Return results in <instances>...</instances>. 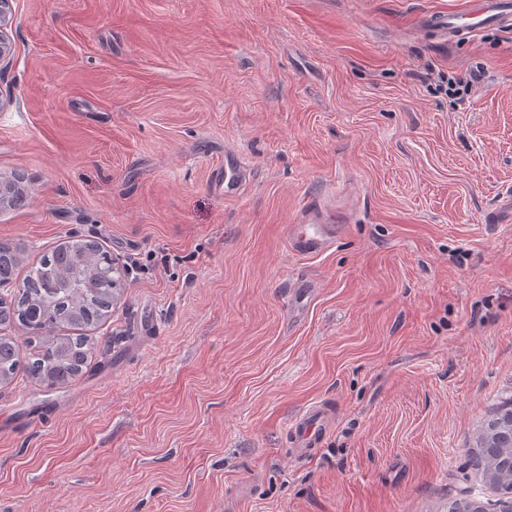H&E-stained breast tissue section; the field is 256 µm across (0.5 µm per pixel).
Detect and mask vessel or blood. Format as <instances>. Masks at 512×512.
I'll return each instance as SVG.
<instances>
[{"label":"vessel or blood","instance_id":"obj_1","mask_svg":"<svg viewBox=\"0 0 512 512\" xmlns=\"http://www.w3.org/2000/svg\"><path fill=\"white\" fill-rule=\"evenodd\" d=\"M449 38L475 34L485 29L512 26V0H480L463 13L451 12L435 20ZM251 172L243 157L235 150L224 152V168L220 182L228 197L239 196L250 180ZM348 215L339 207L315 200L307 206L302 221L293 225L288 237L291 251L306 256L323 253L347 229ZM329 428V415L323 407L304 410L291 425L293 444L309 452L320 444Z\"/></svg>","mask_w":512,"mask_h":512}]
</instances>
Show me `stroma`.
Instances as JSON below:
<instances>
[{
  "label": "stroma",
  "instance_id": "obj_1",
  "mask_svg": "<svg viewBox=\"0 0 512 512\" xmlns=\"http://www.w3.org/2000/svg\"><path fill=\"white\" fill-rule=\"evenodd\" d=\"M471 0H12L0 240L142 268L71 384L0 386V512H448L512 397V27ZM469 96L445 94L448 81ZM252 170L225 197V148ZM349 228L289 250L307 203ZM317 292L294 312L289 291ZM329 410L319 448L287 433ZM434 24L448 34V39L479 33L492 27H510L512 26V1L480 0L479 4L470 6L466 12H448V15L437 17Z\"/></svg>",
  "mask_w": 512,
  "mask_h": 512
}]
</instances>
